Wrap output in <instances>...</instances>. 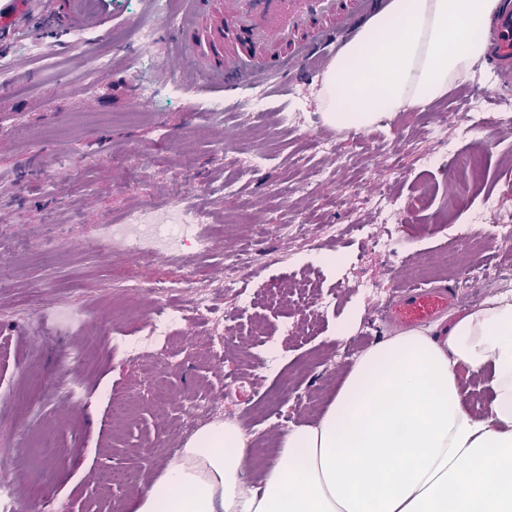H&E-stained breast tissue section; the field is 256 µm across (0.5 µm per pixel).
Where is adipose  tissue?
Masks as SVG:
<instances>
[{
  "label": "adipose tissue",
  "mask_w": 512,
  "mask_h": 512,
  "mask_svg": "<svg viewBox=\"0 0 512 512\" xmlns=\"http://www.w3.org/2000/svg\"><path fill=\"white\" fill-rule=\"evenodd\" d=\"M496 0H391L326 69L319 107L354 131L440 100L486 51ZM478 376L481 411L465 400ZM127 512H512V293L368 346L259 486L240 429L197 431Z\"/></svg>",
  "instance_id": "ef3b65f1"
}]
</instances>
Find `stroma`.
I'll return each instance as SVG.
<instances>
[{"label": "stroma", "instance_id": "1", "mask_svg": "<svg viewBox=\"0 0 512 512\" xmlns=\"http://www.w3.org/2000/svg\"><path fill=\"white\" fill-rule=\"evenodd\" d=\"M152 16L145 0H42L0 36V56L28 78L24 92L0 89V268L11 277L0 288V465L18 512H125L132 489L100 495V474L123 469L145 487L169 447L186 442L173 425L209 396L217 403L202 424L237 421L247 451L278 455L288 428L315 422L341 374L394 334L380 314L388 295L423 279L456 289L470 311L512 274V242L495 237L512 224V106L496 97L491 74L474 70L468 96L435 103L488 113L465 139L451 121L437 137L419 135L417 110L367 131L336 129L318 106V74L287 84L269 67L225 96L173 64L178 45L165 29L149 58L116 48L111 71L94 75L97 47L74 33L108 41ZM32 41L41 55L28 51ZM144 80L154 99L141 95ZM287 111L288 126L268 128L270 113ZM177 183L210 215L200 227L206 248L148 262L105 237V224L169 202ZM381 196L392 204V239L362 241L351 227L380 223ZM302 221L307 232L281 233ZM456 224L468 225L466 238ZM333 253L339 261L327 263ZM451 255L470 278L448 268ZM231 276L254 298L246 313L222 287ZM173 282L179 290L159 293ZM315 292L331 304L310 310ZM203 293L217 309L206 320L191 313ZM159 301L188 312L173 340L114 351L113 337L138 335ZM285 322L297 334H280ZM340 323L351 334L339 342ZM212 343L226 356L211 359ZM72 348L82 358L66 357ZM73 385L80 396H68ZM117 398L134 403L119 425Z\"/></svg>", "mask_w": 512, "mask_h": 512}]
</instances>
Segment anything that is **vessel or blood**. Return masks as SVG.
I'll return each mask as SVG.
<instances>
[{
    "instance_id": "obj_1",
    "label": "vessel or blood",
    "mask_w": 512,
    "mask_h": 512,
    "mask_svg": "<svg viewBox=\"0 0 512 512\" xmlns=\"http://www.w3.org/2000/svg\"><path fill=\"white\" fill-rule=\"evenodd\" d=\"M34 0H0V34L29 12ZM386 0H188L189 16L176 27L192 67L232 92L244 80L287 58L288 66L313 74L326 47L356 33L358 21ZM485 65L512 75V0H498L485 30ZM456 300L446 288L408 287L386 307L390 322L412 327L438 317Z\"/></svg>"
}]
</instances>
